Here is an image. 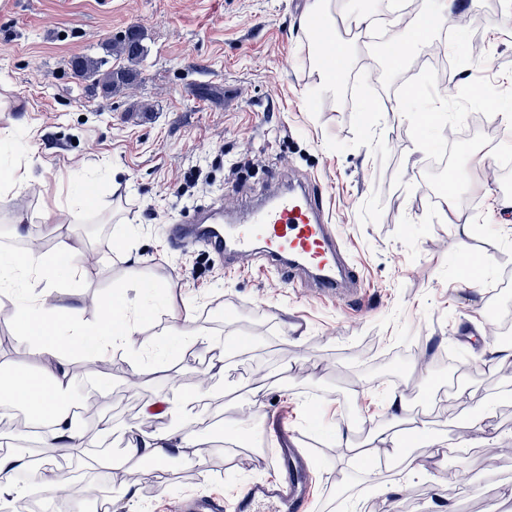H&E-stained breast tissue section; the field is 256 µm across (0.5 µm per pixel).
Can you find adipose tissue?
<instances>
[{
    "mask_svg": "<svg viewBox=\"0 0 512 512\" xmlns=\"http://www.w3.org/2000/svg\"><path fill=\"white\" fill-rule=\"evenodd\" d=\"M83 251L68 240H60L51 252H29L20 261L0 262V283L33 275L52 283L63 277L81 275ZM15 330L36 354L53 360L54 365L34 375L24 370L10 371L5 384L0 385V400L32 409L45 426L47 445L66 456L83 454L85 437L65 406L72 374L57 363L60 350L85 351L106 359L115 349H130L137 334V322L128 315L113 311L111 302L101 301L97 317L88 323L78 309L61 304L53 290L39 297L20 300L15 306ZM193 430L182 437L163 433L151 437L134 436L128 441L131 457L161 459L171 451L189 448L192 460L205 465L202 448L206 435L200 417H193Z\"/></svg>",
    "mask_w": 512,
    "mask_h": 512,
    "instance_id": "obj_1",
    "label": "adipose tissue"
}]
</instances>
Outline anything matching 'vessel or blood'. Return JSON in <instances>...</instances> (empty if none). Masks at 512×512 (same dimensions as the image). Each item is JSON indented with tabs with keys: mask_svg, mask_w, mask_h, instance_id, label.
I'll return each mask as SVG.
<instances>
[{
	"mask_svg": "<svg viewBox=\"0 0 512 512\" xmlns=\"http://www.w3.org/2000/svg\"><path fill=\"white\" fill-rule=\"evenodd\" d=\"M325 213L322 192L300 183L231 216L230 232H223V218L214 214L172 225L170 236L178 244H203L219 256H260L287 281L301 271L316 270L319 295L337 298L346 290L357 292L361 284ZM296 439L287 425H279L271 479L252 483L229 498L188 495L180 512H311L313 476Z\"/></svg>",
	"mask_w": 512,
	"mask_h": 512,
	"instance_id": "b4317fda",
	"label": "vessel or blood"
}]
</instances>
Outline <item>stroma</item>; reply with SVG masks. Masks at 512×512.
<instances>
[{"instance_id": "35a3bbf8", "label": "stroma", "mask_w": 512, "mask_h": 512, "mask_svg": "<svg viewBox=\"0 0 512 512\" xmlns=\"http://www.w3.org/2000/svg\"><path fill=\"white\" fill-rule=\"evenodd\" d=\"M455 0V14L483 18L485 53L454 66L455 86L491 90L492 106L438 87L419 59L438 37L411 46L400 65L366 36L353 37L348 69L334 92L317 94L320 72L303 26L313 0H0V167L23 165L36 177L23 193L0 190V256L53 251L65 233L88 256L84 274L56 282L62 304L94 320L97 304L117 295L118 310L145 309L135 346L153 374L115 352L116 370L99 359L63 352L73 372L70 402L107 388L108 399L78 421L89 463L73 470L110 512H170L189 492L224 496L272 472L269 429L280 413L315 470L314 512H488L512 484V358L478 369L484 347L497 344L491 310L502 271L512 265V198L483 141L457 153L466 205L448 209L433 194L432 154L448 130L490 111L505 129L512 113V0ZM147 54L137 79L112 94L77 76L72 58L103 57L129 29ZM441 119L428 121L431 108ZM254 161L236 183L230 163ZM196 171V187L183 189ZM299 172L322 188L362 288L356 301L315 295L284 284L255 265L229 269L199 245H178L170 225L202 205L231 213L259 192L270 173ZM92 197L70 223L55 228L48 211L65 207L73 178ZM29 223L17 226V214ZM468 224V249L482 278L469 284L455 235ZM170 286V295L127 287L128 279ZM225 347L224 367L206 347L174 339V318ZM0 364L39 373L42 357L14 334V307L0 296ZM202 397L213 445L199 467L173 453L162 481L126 459L129 436L187 432L169 412L145 418L146 404ZM408 407L393 417L390 402ZM490 407L486 430L499 447L488 462L472 442L466 406ZM109 417L110 435L98 432ZM426 421L448 443L446 455L409 447L407 430ZM355 442L395 431L380 453L393 465L374 471L340 446L338 429ZM466 472V483L456 481Z\"/></svg>"}]
</instances>
